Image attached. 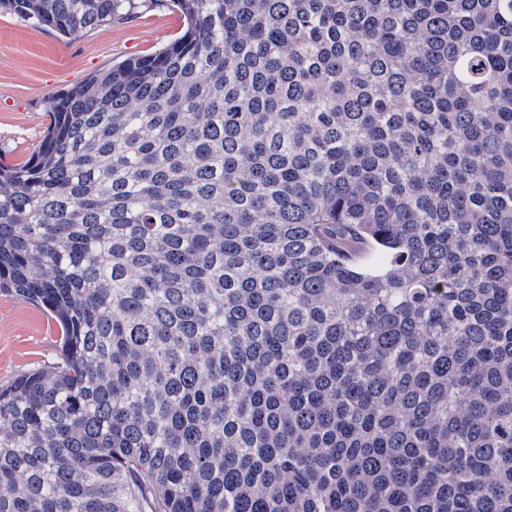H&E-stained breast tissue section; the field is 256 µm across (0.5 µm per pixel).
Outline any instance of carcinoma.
Returning a JSON list of instances; mask_svg holds the SVG:
<instances>
[{
  "label": "carcinoma",
  "mask_w": 512,
  "mask_h": 512,
  "mask_svg": "<svg viewBox=\"0 0 512 512\" xmlns=\"http://www.w3.org/2000/svg\"><path fill=\"white\" fill-rule=\"evenodd\" d=\"M173 2L0 163V512H512V0ZM59 329L39 307L0 292V385L18 374L48 365L58 355Z\"/></svg>",
  "instance_id": "cac0c4a2"
}]
</instances>
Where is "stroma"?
Wrapping results in <instances>:
<instances>
[{"label": "stroma", "mask_w": 512, "mask_h": 512, "mask_svg": "<svg viewBox=\"0 0 512 512\" xmlns=\"http://www.w3.org/2000/svg\"><path fill=\"white\" fill-rule=\"evenodd\" d=\"M171 0H134L112 24L63 38L0 13V161L27 160L48 124L51 97L112 63L165 47L182 32ZM59 329L39 307L0 292V385L54 362Z\"/></svg>", "instance_id": "1"}]
</instances>
